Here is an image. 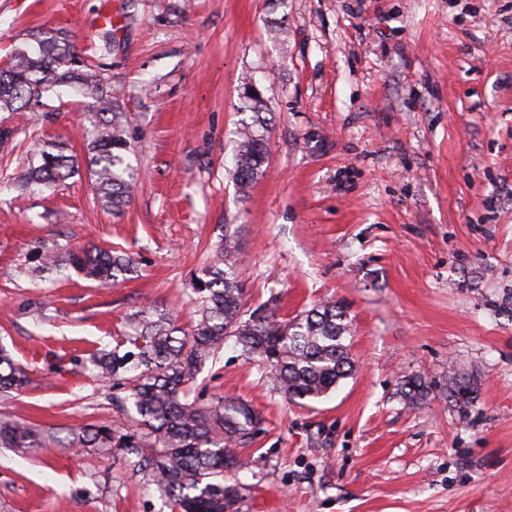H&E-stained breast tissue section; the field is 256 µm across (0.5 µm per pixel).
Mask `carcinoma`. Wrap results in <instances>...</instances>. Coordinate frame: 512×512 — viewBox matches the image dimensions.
Returning a JSON list of instances; mask_svg holds the SVG:
<instances>
[{
	"label": "carcinoma",
	"mask_w": 512,
	"mask_h": 512,
	"mask_svg": "<svg viewBox=\"0 0 512 512\" xmlns=\"http://www.w3.org/2000/svg\"><path fill=\"white\" fill-rule=\"evenodd\" d=\"M32 38L14 49L10 68L0 72V111L35 107L60 85L94 90L95 102L84 114L79 132L86 144L95 199L117 213L128 203L134 176L117 97L104 90L106 79L88 68L64 31L41 30ZM246 99L253 116L238 131L234 170L243 188L263 176L268 154L263 96L251 87ZM65 150L60 142L37 147L18 176L19 188L51 189L73 177L77 165ZM28 262L30 273L67 279L75 274L106 285L136 271L135 259L121 250H102L91 242L71 247L56 239L37 241ZM236 269L234 251L218 245L194 285L200 307L189 330L178 327L165 309L141 310L129 319L130 332L123 341L128 349L123 351V344H118L91 353L90 362L100 377L126 392L116 398L123 422L64 440L0 417V448L23 456L65 444L98 448L104 454L131 452L138 457L133 467L149 477L171 512H238L240 492L224 484V472L242 465L235 446L252 438L262 418L241 401L190 397L206 363L232 339L248 359L265 366L291 401L325 396L352 374L353 364L351 319L341 304L325 302L290 319L280 318L273 307L247 316ZM26 383L24 371L0 345V391L17 390ZM431 391L420 377H410L401 386L403 397L413 405L426 400Z\"/></svg>",
	"instance_id": "cac0c4a2"
}]
</instances>
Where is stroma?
Segmentation results:
<instances>
[{"mask_svg":"<svg viewBox=\"0 0 512 512\" xmlns=\"http://www.w3.org/2000/svg\"><path fill=\"white\" fill-rule=\"evenodd\" d=\"M50 27L120 90L137 180L118 214L84 173L19 193L37 140L84 157L93 100L62 87L0 112V342L30 378L0 392V416L61 437L115 424L90 354L154 306L187 327L227 239L248 311L341 302L355 364L304 405L234 342L206 365L197 393L264 418L224 474L240 512H512V0H0V45ZM251 84L269 155L244 193ZM47 238L124 249L138 271L114 286L19 273ZM412 376L432 386L415 405ZM469 381L470 399L449 397ZM133 460L0 448V512H170ZM432 391L431 386L421 377H410L403 381L401 393L405 400L411 404H418L426 400Z\"/></svg>","mask_w":512,"mask_h":512,"instance_id":"1","label":"stroma"}]
</instances>
